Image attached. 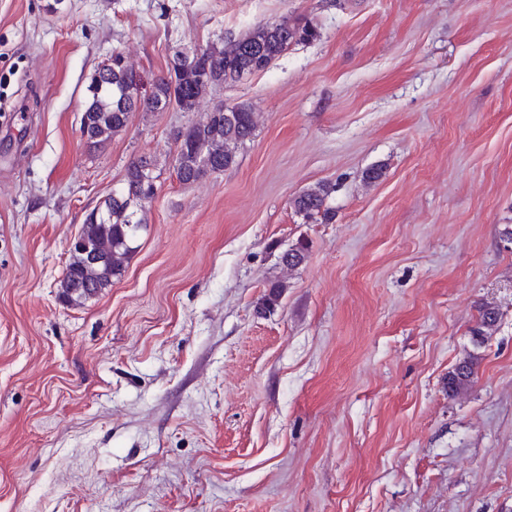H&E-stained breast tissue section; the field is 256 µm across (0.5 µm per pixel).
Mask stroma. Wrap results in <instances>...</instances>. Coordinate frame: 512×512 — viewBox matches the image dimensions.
<instances>
[{
    "mask_svg": "<svg viewBox=\"0 0 512 512\" xmlns=\"http://www.w3.org/2000/svg\"><path fill=\"white\" fill-rule=\"evenodd\" d=\"M284 16L319 38L81 139L112 52L161 75ZM242 102L235 164L180 183L177 132ZM140 156L148 229L68 305L70 241ZM319 183L329 222L291 205ZM508 224L512 0H0V512H512ZM501 317L502 312L498 306L484 304L479 310L476 325L471 329V335L480 338L479 343H483L486 336H491L496 331ZM475 357L469 356L459 363L448 373V393L457 395L466 390L474 376Z\"/></svg>",
    "mask_w": 512,
    "mask_h": 512,
    "instance_id": "stroma-1",
    "label": "stroma"
}]
</instances>
